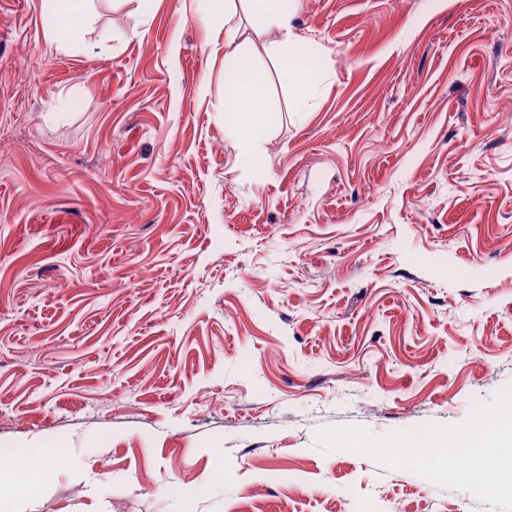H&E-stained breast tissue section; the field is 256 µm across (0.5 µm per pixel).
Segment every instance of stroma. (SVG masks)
Returning <instances> with one entry per match:
<instances>
[{
	"mask_svg": "<svg viewBox=\"0 0 512 512\" xmlns=\"http://www.w3.org/2000/svg\"><path fill=\"white\" fill-rule=\"evenodd\" d=\"M90 8L62 52L43 0H0V463L48 464L24 512H492L317 434L512 391V0H291L286 34L239 2L257 167L223 16ZM224 68L232 70L230 83L225 86L224 112L233 116V129L245 148L263 133V112H266V85L262 74L240 50L224 55ZM248 105L247 110L237 105Z\"/></svg>",
	"mask_w": 512,
	"mask_h": 512,
	"instance_id": "obj_1",
	"label": "stroma"
}]
</instances>
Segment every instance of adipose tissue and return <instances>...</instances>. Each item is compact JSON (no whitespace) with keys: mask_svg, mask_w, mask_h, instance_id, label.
Returning <instances> with one entry per match:
<instances>
[{"mask_svg":"<svg viewBox=\"0 0 512 512\" xmlns=\"http://www.w3.org/2000/svg\"><path fill=\"white\" fill-rule=\"evenodd\" d=\"M88 0H48L49 11L71 25L63 31L51 34L50 40L62 51L80 44L93 24L87 7ZM237 29L224 30V43L231 51L224 56V65L231 69L232 77L224 93V110L233 117V129L243 143L260 137L264 130L263 114L266 110V85L262 74L251 64L248 57L234 50Z\"/></svg>","mask_w":512,"mask_h":512,"instance_id":"1","label":"adipose tissue"}]
</instances>
